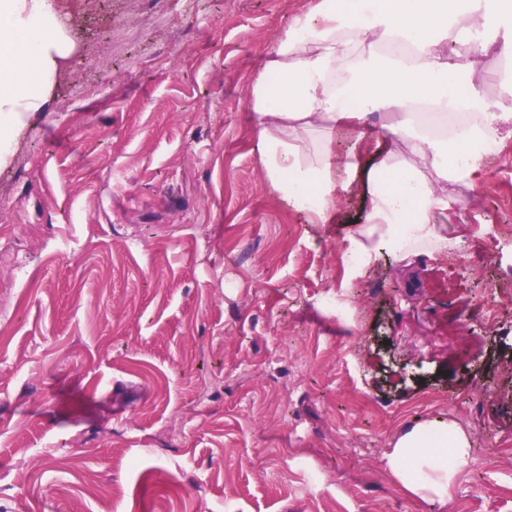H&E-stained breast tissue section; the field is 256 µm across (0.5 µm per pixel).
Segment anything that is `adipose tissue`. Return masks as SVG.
<instances>
[{
    "label": "adipose tissue",
    "instance_id": "obj_1",
    "mask_svg": "<svg viewBox=\"0 0 512 512\" xmlns=\"http://www.w3.org/2000/svg\"><path fill=\"white\" fill-rule=\"evenodd\" d=\"M512 21V0H358L357 12L339 0H320L317 15H300L279 37L266 75L252 89L250 107L259 129L267 179L290 206L325 220L336 193V171L355 174L357 154L337 157L330 147L307 151L315 133L362 138L361 123L379 112L389 118L384 136L402 139L413 158L393 188L376 187L371 222L356 245L389 240L398 248L437 241L435 210L448 197L434 180L477 186L482 150L512 122V95L492 102L476 81V65L462 51V18L487 12ZM68 51L53 0H0V162L18 112L40 111L47 84ZM473 112L474 123L448 137L425 134L414 120L420 108ZM471 442L457 423L440 419L400 435L388 455L395 483L409 496L452 505L450 491L469 464Z\"/></svg>",
    "mask_w": 512,
    "mask_h": 512
}]
</instances>
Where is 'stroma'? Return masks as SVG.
I'll use <instances>...</instances> for the list:
<instances>
[{
	"label": "stroma",
	"mask_w": 512,
	"mask_h": 512,
	"mask_svg": "<svg viewBox=\"0 0 512 512\" xmlns=\"http://www.w3.org/2000/svg\"><path fill=\"white\" fill-rule=\"evenodd\" d=\"M53 2L69 52L0 165V512H442L387 467L437 418L453 512H512V138L445 185L444 245L345 264L376 118L317 224L248 109L320 0Z\"/></svg>",
	"instance_id": "obj_1"
}]
</instances>
